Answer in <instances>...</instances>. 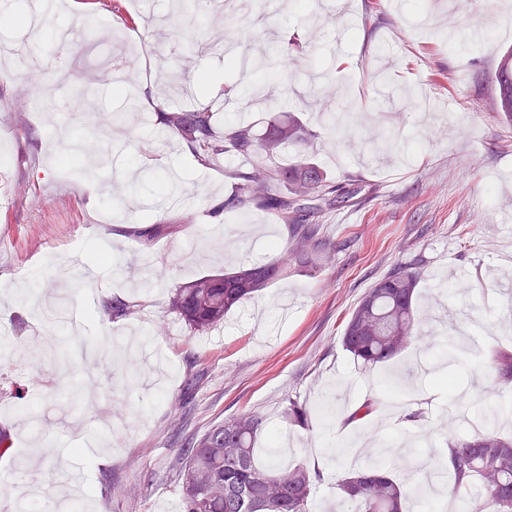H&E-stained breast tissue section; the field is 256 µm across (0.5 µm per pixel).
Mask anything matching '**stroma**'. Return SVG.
I'll use <instances>...</instances> for the list:
<instances>
[{"label":"stroma","mask_w":512,"mask_h":512,"mask_svg":"<svg viewBox=\"0 0 512 512\" xmlns=\"http://www.w3.org/2000/svg\"><path fill=\"white\" fill-rule=\"evenodd\" d=\"M217 13L191 0H62L48 29L70 22L49 67L12 69L13 31L0 28V512L31 479L46 483L49 512L80 475L82 512H180L183 449L211 426L262 418L259 466L318 470L310 512H336L337 484L353 467L338 449L397 446L398 473L420 483L439 448L474 435L458 403L491 416L499 383L491 354L512 350V122L493 118V75L512 50V0H244ZM273 40L298 69L285 104L312 132L307 153L352 201L315 222L320 247L288 260L289 228L262 208L225 207L230 171L244 160L197 164L165 136L159 110L190 108L164 94L165 69L205 72L212 98L239 83L227 53H192L188 40ZM331 83L352 115L335 128L309 78ZM159 98V110L126 109L124 88ZM57 107L40 106V89ZM80 141L84 161L61 163ZM96 192H89V184ZM127 199L123 211L114 197ZM162 225L151 243L137 228ZM287 259L282 276L243 301L222 325L195 333L172 308L177 289L207 274ZM417 267L421 340L367 369L343 349L344 324L376 280ZM30 289L27 301L15 300ZM92 295L56 357L39 354L32 304ZM136 302L111 319L110 299ZM400 391L384 394L386 381ZM456 381V400L449 381ZM311 408L307 427L284 402ZM380 399L362 422L348 416ZM36 405L52 423L31 435L19 412ZM421 422L409 421L414 410Z\"/></svg>","instance_id":"obj_1"}]
</instances>
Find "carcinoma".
<instances>
[{"instance_id":"obj_1","label":"carcinoma","mask_w":512,"mask_h":512,"mask_svg":"<svg viewBox=\"0 0 512 512\" xmlns=\"http://www.w3.org/2000/svg\"><path fill=\"white\" fill-rule=\"evenodd\" d=\"M288 50L264 49L251 60L255 73H269L288 92L295 75L283 64ZM496 114L512 121V51L493 79ZM183 89L195 101L188 111H160V117L194 159L208 166L219 157L241 156L249 167L230 172L234 191L228 205L238 210L262 207L292 229L291 256L307 259L315 251L317 226L307 223L311 213L336 203V196L350 200L360 187H337L307 157L284 163L288 145H305L312 134L302 130L295 117L271 123L263 134L244 120L224 124L217 132L215 101L208 83L186 80ZM284 273V263L246 265L224 274L196 279L177 293L173 306L197 332L215 328L242 300L266 287ZM419 274L401 266L377 280L348 316L342 345L364 367L384 363L417 339L416 288ZM497 377L512 381V352L499 351L492 358ZM284 414L296 426L308 423L309 410L287 400ZM261 426L256 414L231 417L212 426L185 450V478L180 491L181 512H308L319 478L298 464L288 469H260L255 444ZM384 453L367 454V462L349 470L337 484L340 497L352 512H406L409 488L397 474V462ZM449 493L461 512H512V441L486 429L472 439L450 446Z\"/></svg>"}]
</instances>
